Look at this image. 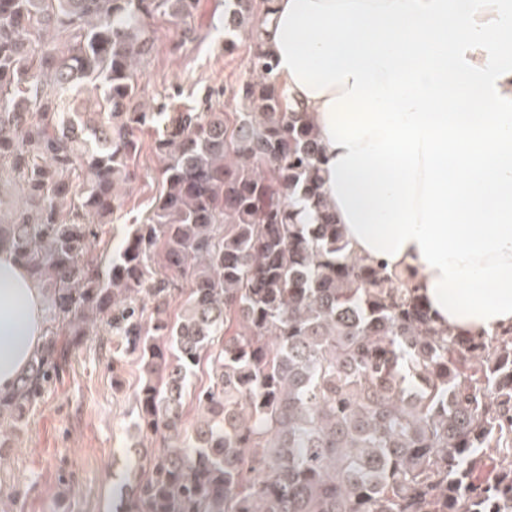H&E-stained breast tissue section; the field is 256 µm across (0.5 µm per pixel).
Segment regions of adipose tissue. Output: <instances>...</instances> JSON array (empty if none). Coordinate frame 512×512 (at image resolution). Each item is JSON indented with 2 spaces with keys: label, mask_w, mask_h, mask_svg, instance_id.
Masks as SVG:
<instances>
[{
  "label": "adipose tissue",
  "mask_w": 512,
  "mask_h": 512,
  "mask_svg": "<svg viewBox=\"0 0 512 512\" xmlns=\"http://www.w3.org/2000/svg\"><path fill=\"white\" fill-rule=\"evenodd\" d=\"M263 36L353 253L408 275L442 330L512 329V0H275ZM43 314L0 249V392Z\"/></svg>",
  "instance_id": "obj_1"
}]
</instances>
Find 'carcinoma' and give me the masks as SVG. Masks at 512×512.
<instances>
[{
    "label": "carcinoma",
    "mask_w": 512,
    "mask_h": 512,
    "mask_svg": "<svg viewBox=\"0 0 512 512\" xmlns=\"http://www.w3.org/2000/svg\"><path fill=\"white\" fill-rule=\"evenodd\" d=\"M195 2L0 0V249L57 322L0 418L59 377L57 336L109 333L112 362L139 363L130 447L144 462L112 512H512V330L444 333L409 282L350 252L320 141L264 50L274 0L224 11L251 32L238 111L139 101L147 18ZM144 127L163 191L96 252L93 219L123 205Z\"/></svg>",
    "instance_id": "cac0c4a2"
}]
</instances>
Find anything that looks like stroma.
Instances as JSON below:
<instances>
[{"label": "stroma", "instance_id": "stroma-1", "mask_svg": "<svg viewBox=\"0 0 512 512\" xmlns=\"http://www.w3.org/2000/svg\"><path fill=\"white\" fill-rule=\"evenodd\" d=\"M149 23L155 48L140 80L141 101L193 106L206 100L214 110L236 111L232 89L250 76L249 42L238 36L237 51L225 54L216 36L224 26V0H198L185 24L160 10ZM137 136L145 143L139 176L103 227L117 238L140 222L163 188L149 149L155 133L143 129ZM58 342L70 351L59 379L22 423L0 431L7 442L0 453V512H112V487L134 465L126 448L139 379L134 356L113 363L108 336Z\"/></svg>", "mask_w": 512, "mask_h": 512}]
</instances>
